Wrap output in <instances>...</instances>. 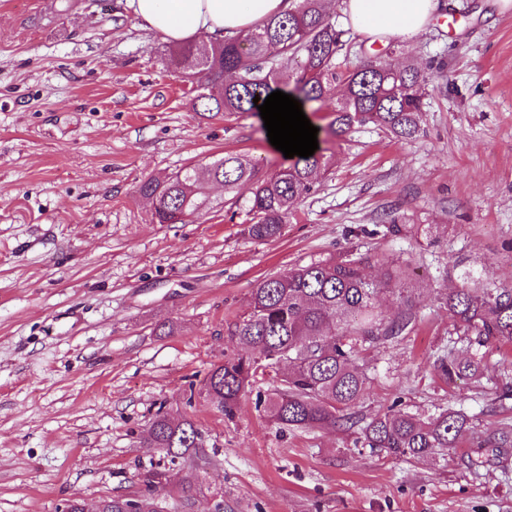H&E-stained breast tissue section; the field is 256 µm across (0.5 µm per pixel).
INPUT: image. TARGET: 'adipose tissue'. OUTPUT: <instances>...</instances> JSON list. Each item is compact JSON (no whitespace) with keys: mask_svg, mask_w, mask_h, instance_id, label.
Wrapping results in <instances>:
<instances>
[{"mask_svg":"<svg viewBox=\"0 0 512 512\" xmlns=\"http://www.w3.org/2000/svg\"><path fill=\"white\" fill-rule=\"evenodd\" d=\"M126 9L144 28L180 44L203 37L222 39L254 28L266 17L293 9V0H126ZM439 0H343L345 20L356 33L380 40L424 31Z\"/></svg>","mask_w":512,"mask_h":512,"instance_id":"ef3b65f1","label":"adipose tissue"}]
</instances>
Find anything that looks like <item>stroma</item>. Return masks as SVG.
I'll list each match as a JSON object with an SVG mask.
<instances>
[{"mask_svg": "<svg viewBox=\"0 0 512 512\" xmlns=\"http://www.w3.org/2000/svg\"><path fill=\"white\" fill-rule=\"evenodd\" d=\"M347 39L350 65L424 71L422 131L337 136L324 104L310 119L327 171L279 237L255 240L248 187L207 185L199 218L157 224L139 185L227 152L273 173L285 159L259 115L193 111L172 43L124 0H0V512L137 494L159 460L142 436L160 407L205 435L190 512H512V473L466 465L512 424L499 398L512 347L487 348L475 380L431 367L439 347L468 354L449 341L448 289L467 273L512 287V10L444 0L418 38ZM345 251L376 279L410 266L404 295L420 309L371 352L358 413L397 397L425 415L461 404L471 428L444 458L391 459L339 428L281 431L251 393L228 418L200 389L243 353L232 330L261 281Z\"/></svg>", "mask_w": 512, "mask_h": 512, "instance_id": "stroma-1", "label": "stroma"}]
</instances>
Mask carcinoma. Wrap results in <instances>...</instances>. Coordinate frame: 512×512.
Segmentation results:
<instances>
[{"label":"carcinoma","instance_id":"carcinoma-1","mask_svg":"<svg viewBox=\"0 0 512 512\" xmlns=\"http://www.w3.org/2000/svg\"><path fill=\"white\" fill-rule=\"evenodd\" d=\"M332 0H298L293 10L274 15L253 29L222 41L206 40L172 50L176 72L202 78L193 100L197 112H251L276 90L301 105L324 101L338 84L343 94L332 112V125L345 133L355 125L373 124L398 141L420 132L426 80L413 64L364 63L341 70L338 59L347 46L327 7ZM258 102H253L254 98ZM329 160L316 152L294 157L273 174L261 176L249 160L226 153L204 169L189 166L163 180L147 179L139 192L152 200L158 224H184L200 215L206 183H222L232 192L248 185V234L257 240L281 235L296 205L315 188L316 174ZM408 278L395 267L383 282L371 280L364 259L348 252L337 258L296 265L287 273L265 279L253 293L249 310L235 324L233 335L253 353L214 366L205 391L227 417L235 414L243 395L258 378H269L273 389L257 393L256 405L274 424L289 430L340 427L359 430L363 446L394 459L445 457L467 432L469 416L450 404L430 415L412 413L395 400L389 409L369 419L356 415L371 377L366 352L398 338L417 317L416 305L404 301L395 317L379 310L376 298L384 287ZM448 292V335L467 342L471 353L457 358L442 351L433 370L450 382L481 373L483 348L512 344V287L486 288L469 282ZM199 428L185 417L174 422L157 410L145 431L149 447L164 454L168 464L184 462L201 451ZM512 462V427L488 436L482 451L469 457L474 468ZM166 472L145 475L146 491L136 498L106 496L91 505L74 498L72 512H165L155 494ZM183 501L196 491L195 474L181 478Z\"/></svg>","mask_w":512,"mask_h":512}]
</instances>
